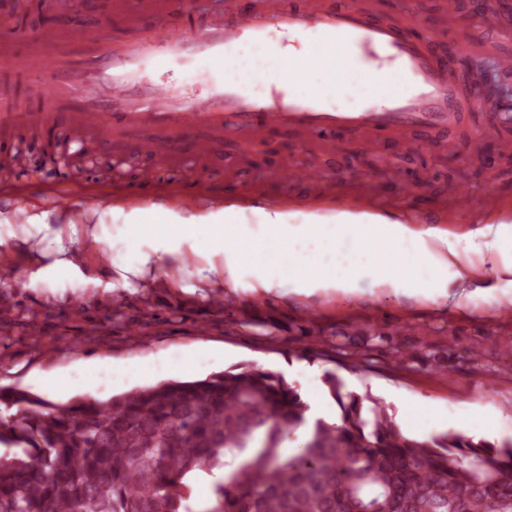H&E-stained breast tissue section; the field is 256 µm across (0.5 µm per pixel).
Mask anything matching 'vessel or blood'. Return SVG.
Wrapping results in <instances>:
<instances>
[{
  "mask_svg": "<svg viewBox=\"0 0 512 512\" xmlns=\"http://www.w3.org/2000/svg\"><path fill=\"white\" fill-rule=\"evenodd\" d=\"M127 18V35L74 25L47 27L36 40L38 54L19 52L18 36L0 30V69L41 75L44 104L21 109L0 92V169L15 165L12 138L17 128H56L63 141L82 148L93 143L122 152L128 145L166 160L189 143L201 162L214 146L238 131L263 141L273 127L300 140L347 134L371 140H403L409 131L453 127L463 108L480 106L485 73L469 74L471 95L461 100L446 61L426 45L422 17L407 13L402 25L381 22L360 0H226L225 10L187 27L173 0H114ZM302 38L303 56L283 60L269 38ZM224 66L228 80L204 88L145 76L162 60L186 66L200 58ZM267 91L256 98L254 83ZM340 101L337 108L326 98ZM278 182H312L309 164L278 168ZM347 180L365 201L378 196L376 184L359 167Z\"/></svg>",
  "mask_w": 512,
  "mask_h": 512,
  "instance_id": "b4317fda",
  "label": "vessel or blood"
}]
</instances>
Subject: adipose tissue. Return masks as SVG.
Here are the masks:
<instances>
[{
	"label": "adipose tissue",
	"mask_w": 512,
	"mask_h": 512,
	"mask_svg": "<svg viewBox=\"0 0 512 512\" xmlns=\"http://www.w3.org/2000/svg\"><path fill=\"white\" fill-rule=\"evenodd\" d=\"M28 224L18 237L28 243L33 234L53 233L55 259L40 270L49 277L61 271H78V258L71 255L70 238H96L94 211L88 210L79 221H61L57 210L41 202H30ZM242 209L215 202L196 203L190 211L175 205L131 209L128 217L135 235L153 239L151 251L141 253L134 263L113 261L121 283L146 270L169 266L178 261L184 249L203 258L199 274L204 281L221 282L236 277L245 262L258 266L257 288L269 290L282 285L287 271L285 258L294 241L309 239L324 246L327 258L314 270L295 280V287L314 284L323 288L348 289L356 270L343 262V254L363 251L378 256L380 286L425 299L446 295L448 282L432 278L436 269H447L458 253L447 236L433 230L416 231L400 220L367 211L341 209L331 213L313 211L304 223L292 221L290 212L270 205L259 209L266 228L261 238L248 239L242 232Z\"/></svg>",
	"instance_id": "obj_1"
}]
</instances>
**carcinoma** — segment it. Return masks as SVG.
Listing matches in <instances>:
<instances>
[{"label": "carcinoma", "mask_w": 512, "mask_h": 512, "mask_svg": "<svg viewBox=\"0 0 512 512\" xmlns=\"http://www.w3.org/2000/svg\"><path fill=\"white\" fill-rule=\"evenodd\" d=\"M321 382L334 422L250 363L65 403L0 385V512H512V441L411 436L337 372Z\"/></svg>", "instance_id": "obj_1"}]
</instances>
